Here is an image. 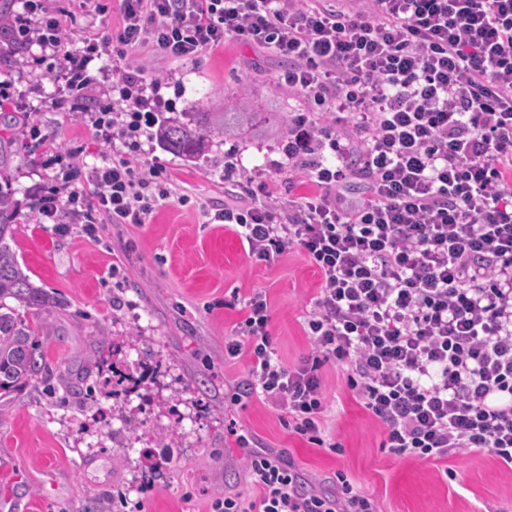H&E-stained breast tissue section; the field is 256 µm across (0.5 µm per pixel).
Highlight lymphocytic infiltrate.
Returning a JSON list of instances; mask_svg holds the SVG:
<instances>
[{
	"mask_svg": "<svg viewBox=\"0 0 512 512\" xmlns=\"http://www.w3.org/2000/svg\"><path fill=\"white\" fill-rule=\"evenodd\" d=\"M15 5L7 36L50 61L51 108H71L112 148L91 165L54 155L42 218L145 224L175 196L166 168L141 158L163 84L126 66L128 54L189 59L234 40L287 60L281 84L318 110L294 116L281 152L318 192L276 203L269 183L239 179L229 162L224 181L242 199L204 213L237 227L254 262L307 255L320 276L310 351L292 368L279 360L259 291L242 299L225 358L247 356L251 394L331 452L342 446L325 437L330 364L384 425L389 454L482 449L512 466V0H121L116 34L79 41L54 0ZM94 92L114 104L85 108ZM356 180L366 189L352 199ZM245 469L257 498L228 493L211 512H381L341 473L328 496L273 453L249 454Z\"/></svg>",
	"mask_w": 512,
	"mask_h": 512,
	"instance_id": "1",
	"label": "lymphocytic infiltrate"
}]
</instances>
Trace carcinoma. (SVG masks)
<instances>
[{
	"mask_svg": "<svg viewBox=\"0 0 512 512\" xmlns=\"http://www.w3.org/2000/svg\"><path fill=\"white\" fill-rule=\"evenodd\" d=\"M199 103L191 111L182 113L183 119L172 118L159 125L156 137L159 143L185 157L194 158L206 148L216 133L225 134L241 129L252 112H234L226 106L222 112H200ZM17 208L7 176L0 177V391L11 392L33 380L50 383L56 368L39 344L47 319L61 306L52 293L35 286L23 271L16 252L9 244L14 238L13 223ZM11 299L16 306L4 303ZM31 310L35 322L19 318L18 310ZM89 371L85 370L68 381L70 395H85Z\"/></svg>",
	"mask_w": 512,
	"mask_h": 512,
	"instance_id": "carcinoma-1",
	"label": "carcinoma"
}]
</instances>
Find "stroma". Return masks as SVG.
Here are the masks:
<instances>
[{
    "instance_id": "35a3bbf8",
    "label": "stroma",
    "mask_w": 512,
    "mask_h": 512,
    "mask_svg": "<svg viewBox=\"0 0 512 512\" xmlns=\"http://www.w3.org/2000/svg\"><path fill=\"white\" fill-rule=\"evenodd\" d=\"M87 21L80 0H58L72 38L116 31L119 0H100ZM133 65L145 80L168 81L163 95L176 116L190 103L251 112L244 132L214 136L193 159L157 140L144 157L164 165L186 204L159 206L146 224H101L87 234L80 224L40 223L36 188H51L43 167L47 150L75 152L86 162L111 156V147L80 120L53 111L55 86L48 64L25 56L0 58V76L37 81L19 99L21 117L39 127L7 156L19 220L13 250L31 280L63 302L41 343L53 364L77 367L92 350L88 399L63 388L29 384L0 397V512H210L224 492L249 493V453L272 450L294 463L319 492L334 493L344 473L382 512H512V468L482 450L448 463L398 458L381 447L384 426L348 387L336 366L322 371L327 435L342 453L292 433L279 411L244 396L246 358L225 360L224 338L239 320L225 307L231 296L267 295L274 346L288 366L310 349L306 318L319 278L304 253L291 250L273 263L249 260L239 236L207 223L205 202H230L224 158L266 180L286 202L312 191L307 174L274 168L294 113L308 100L280 84L286 61L269 49L236 41L194 58L171 62L141 52ZM164 437L168 456L154 455ZM453 476H446V469Z\"/></svg>"
}]
</instances>
